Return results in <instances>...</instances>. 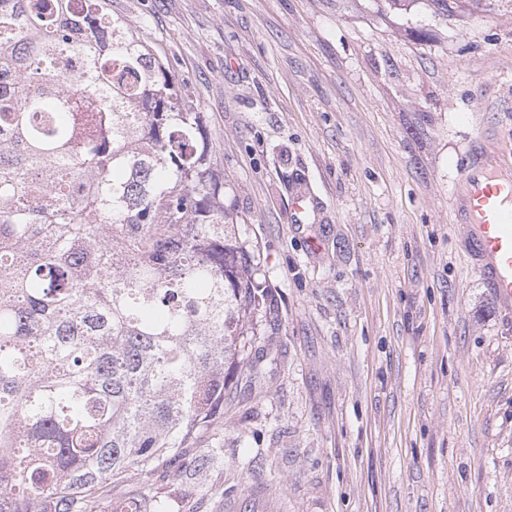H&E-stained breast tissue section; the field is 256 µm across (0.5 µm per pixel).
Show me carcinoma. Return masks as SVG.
I'll return each mask as SVG.
<instances>
[{
  "mask_svg": "<svg viewBox=\"0 0 512 512\" xmlns=\"http://www.w3.org/2000/svg\"><path fill=\"white\" fill-rule=\"evenodd\" d=\"M3 77L0 512H169L202 489L182 469L224 457L234 372L262 375L260 252L199 113L112 0H0Z\"/></svg>",
  "mask_w": 512,
  "mask_h": 512,
  "instance_id": "obj_1",
  "label": "carcinoma"
}]
</instances>
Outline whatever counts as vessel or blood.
I'll return each mask as SVG.
<instances>
[{
    "mask_svg": "<svg viewBox=\"0 0 512 512\" xmlns=\"http://www.w3.org/2000/svg\"><path fill=\"white\" fill-rule=\"evenodd\" d=\"M490 137L478 134L451 188L455 223L465 250L500 307L512 310V162L490 151Z\"/></svg>",
    "mask_w": 512,
    "mask_h": 512,
    "instance_id": "1",
    "label": "vessel or blood"
}]
</instances>
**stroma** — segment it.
Masks as SVG:
<instances>
[{"label":"stroma","instance_id":"stroma-1","mask_svg":"<svg viewBox=\"0 0 512 512\" xmlns=\"http://www.w3.org/2000/svg\"><path fill=\"white\" fill-rule=\"evenodd\" d=\"M112 8L200 113L271 295L199 512H512V313L450 201L484 128L512 159V0Z\"/></svg>","mask_w":512,"mask_h":512}]
</instances>
